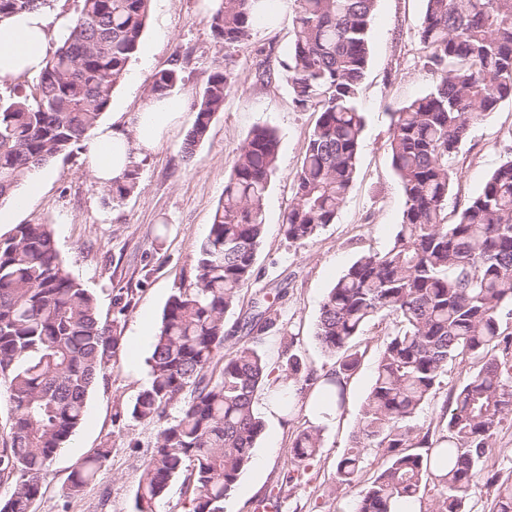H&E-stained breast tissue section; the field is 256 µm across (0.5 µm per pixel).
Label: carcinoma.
Masks as SVG:
<instances>
[{
  "mask_svg": "<svg viewBox=\"0 0 512 512\" xmlns=\"http://www.w3.org/2000/svg\"><path fill=\"white\" fill-rule=\"evenodd\" d=\"M264 0H221L208 22L233 48L249 40ZM287 80L295 106L318 118L294 178L296 204L281 229L290 243L313 240L335 223L351 189L364 129L358 106L369 58L376 0H295ZM418 32L433 89L393 112L391 165L405 209L391 245L361 255L329 288L315 336L337 368L322 395L341 407L342 381L355 372L354 340L378 315L397 329L384 342L359 419L354 446L336 467L340 488H358L354 512H395L431 485L426 512H470L471 488L497 428L512 414V159L448 223L450 164L472 124L512 98V0H425ZM49 6L48 0H0V19ZM151 0H82L63 43L39 75L11 79L0 96V200L36 169L81 147L109 108L115 87L138 50ZM183 82L178 65L155 74L147 98ZM237 83L216 66L193 101L195 119L184 157L207 139ZM279 139L269 127L247 136L224 184L212 223L194 260L193 279L168 299L148 360L150 380L130 414L160 424L143 464L137 512H157L169 483L183 478L188 512H224L264 430L254 395L281 383L294 404L313 374L288 357L270 379L257 341L231 340L224 314L254 274L265 234V198L277 170ZM133 166L108 192L122 200L138 187ZM273 305L249 318L247 334L275 332L288 342ZM118 322L103 323L92 292L71 277L50 224H17L0 236V383L11 403L9 438L0 443V486L11 487L0 512H31L41 478L56 452L82 424L87 397L119 351ZM470 353L484 358L450 392L441 435H420L416 419L434 398L448 362ZM178 415L169 417V410ZM321 429L301 432L291 453L317 456ZM387 463L358 487L365 450ZM109 450L99 448L72 471L67 495L95 480ZM493 512H512V481L498 482Z\"/></svg>",
  "mask_w": 512,
  "mask_h": 512,
  "instance_id": "cac0c4a2",
  "label": "carcinoma"
}]
</instances>
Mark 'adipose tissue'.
I'll return each mask as SVG.
<instances>
[{"mask_svg":"<svg viewBox=\"0 0 512 512\" xmlns=\"http://www.w3.org/2000/svg\"><path fill=\"white\" fill-rule=\"evenodd\" d=\"M51 38L44 9L22 11L0 20V79L40 72ZM186 100L179 95L150 99L135 113L130 130L101 126L95 131L90 171L99 185H110L133 165L153 154L182 122Z\"/></svg>","mask_w":512,"mask_h":512,"instance_id":"ef3b65f1","label":"adipose tissue"}]
</instances>
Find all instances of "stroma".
I'll use <instances>...</instances> for the list:
<instances>
[{
  "mask_svg": "<svg viewBox=\"0 0 512 512\" xmlns=\"http://www.w3.org/2000/svg\"><path fill=\"white\" fill-rule=\"evenodd\" d=\"M216 8L215 0H156L129 75L116 86L101 117L102 123L129 129L132 116L148 103L146 91L153 75L173 59L183 63L181 94L188 98L201 90L214 67L231 63L238 82L207 140L191 158H183L181 152L195 118L189 110L180 128L140 161L139 187L125 199L112 200L94 181L87 153L81 150L45 165L40 193L11 221L0 223V235H6L14 225L48 221L69 273L93 292L100 319L118 321L122 334L105 379L88 396L86 419L72 446L58 451L44 472L33 512H136L142 464L159 430L158 424L127 414L149 382L152 345L135 344L138 320L147 316L159 323L169 297L191 282L198 245L250 131L263 126L276 130L278 168L266 196V229L255 260V279L224 322L236 328L258 299L275 301L294 342L284 345L274 333L259 342L272 376L282 375L292 353L315 376L323 378L335 370L334 359L324 354L315 336L323 299L361 254L386 250L401 221L405 197L391 166V113L428 93L435 83L418 38L425 0H376L359 96L365 125L356 176L335 222L302 244L289 243L281 229L285 213L295 203L294 177L317 118L316 113L295 107L286 81L293 12L278 11L272 23L255 26L247 43L227 49L214 39L208 23ZM264 62L275 76L263 85L257 83L255 72ZM510 156L512 99H507L472 125L452 160L457 178L448 198L449 211L459 210L478 193L489 174ZM119 298L129 304L122 317L116 314ZM393 329L391 319L378 317L356 338L360 365L345 381L343 406L322 425L323 446L313 460L295 464L291 446L298 433L313 426L309 414L317 388H310L287 417H264V431L253 450L261 464L243 472L224 502V512H256L257 501L271 496L277 499V512H353L354 493L336 489V465L357 435L383 342ZM480 365L472 355L449 362L435 397L417 417L422 432L437 437L451 390ZM97 448L109 451L104 466L78 496H68L71 472ZM294 470L299 479L287 481Z\"/></svg>",
  "mask_w": 512,
  "mask_h": 512,
  "instance_id": "stroma-1",
  "label": "stroma"
}]
</instances>
